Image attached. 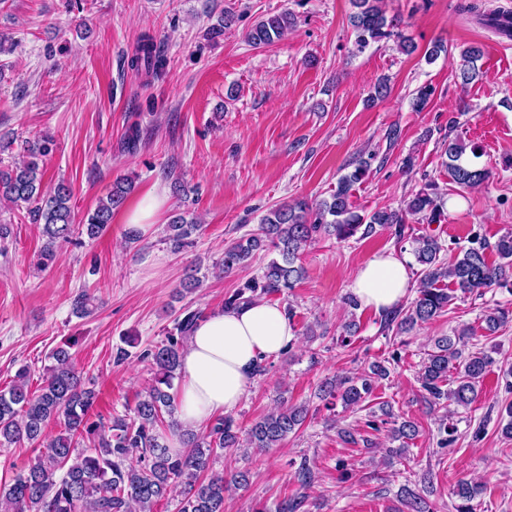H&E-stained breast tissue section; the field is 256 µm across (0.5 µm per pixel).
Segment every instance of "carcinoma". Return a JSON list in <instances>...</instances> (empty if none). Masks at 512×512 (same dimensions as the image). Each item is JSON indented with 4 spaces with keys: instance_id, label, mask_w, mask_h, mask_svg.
<instances>
[{
    "instance_id": "obj_1",
    "label": "carcinoma",
    "mask_w": 512,
    "mask_h": 512,
    "mask_svg": "<svg viewBox=\"0 0 512 512\" xmlns=\"http://www.w3.org/2000/svg\"><path fill=\"white\" fill-rule=\"evenodd\" d=\"M357 12L351 25L358 49L394 35L393 22L387 20L381 0H354ZM477 21L498 34L512 37V14L504 11L478 12L477 6H464ZM293 16L284 11L259 20L248 34L255 45H268L281 38L293 25ZM481 50L470 46L460 52L457 78L466 86L480 76L477 61ZM131 69L157 75L166 65L163 48L149 36L136 45L128 61ZM20 148L27 159L0 168V198L13 204L28 205L33 223L41 226L44 243L41 265L48 264L61 242L73 239L75 233L72 188L60 179L51 186L43 183L45 171L40 158L49 152V138L26 140ZM466 145L459 139L448 140L446 167L453 181L461 187H475L490 178L491 172L463 161ZM368 163L359 162L352 171L342 175L331 200L314 205L304 200L285 202L269 210L260 219L259 232L244 236L224 247V256L216 265L220 274L243 267L254 252L270 248L277 252L262 273L247 280L241 288L224 299V309L232 310L277 294L303 279L305 269L297 264L300 255L318 237L333 236L339 241L360 235L369 237L381 228L390 231L397 241L406 237V216L412 215L434 224L441 221L444 202L436 187L426 184L406 203V208L381 209L366 214L352 206L350 197L356 184L363 181ZM132 183L123 178L115 181L109 195L87 214L82 230L89 239L101 236L112 223L113 211L131 193ZM198 224L186 213L173 216L167 225L165 241L175 252L193 244ZM493 251L499 262L489 263L486 251ZM445 251L432 235L412 238V253L422 266L416 298L407 306L383 315L382 330L398 333L411 331L438 317L454 299L445 288L451 283L455 290L482 296L495 288L512 293V232L490 243L474 236L470 246L460 249L450 262L441 258ZM201 312L186 310L174 319L165 339L142 353L150 359L153 383L133 408V415L104 419L92 416L97 398L94 389L84 385L64 346L55 348L43 385L35 392L28 387V371L18 370L13 384L0 392V447L28 443L39 447V454L10 480L0 484V506L6 512H154V507L167 498L172 489L183 486L178 512H224V493L228 483L248 485L250 474L239 471L225 479L213 470L216 458L226 450L239 447L246 437L250 447L260 451L277 448L306 420L305 404L285 405L264 415L247 430L239 427L233 415L214 419L206 430L196 433L185 430L173 420L169 427L180 435L183 448L173 452L160 441L158 429L164 415H174L176 404L170 393L180 375L182 350ZM484 321L494 331L512 321V309L496 306L487 310ZM471 338L470 329L461 328L457 335L434 338L418 371L417 380L428 398L450 401L469 408L478 396L477 387L492 363V357L479 350L464 353L459 344ZM398 363L396 356L375 361L369 371L352 378L327 380L321 384L318 398L340 401L346 409L362 407L372 395L376 384L389 377V364ZM63 423V431L53 437L45 434L49 422ZM391 439L399 447L388 452L402 455L405 444L419 435L418 425L410 419L391 421ZM455 425L444 418L438 423V445L446 448L455 441ZM315 477L314 466L302 462L294 478L299 491L283 498L276 512H306L307 493ZM480 494L472 483L460 480L451 496L459 500L454 512H475L472 501ZM408 512H432L429 501L421 494L404 490Z\"/></svg>"
}]
</instances>
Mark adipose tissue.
<instances>
[{
    "instance_id": "obj_1",
    "label": "adipose tissue",
    "mask_w": 512,
    "mask_h": 512,
    "mask_svg": "<svg viewBox=\"0 0 512 512\" xmlns=\"http://www.w3.org/2000/svg\"><path fill=\"white\" fill-rule=\"evenodd\" d=\"M410 288L409 262L396 251L378 254L353 275V294L361 304L384 313L398 307ZM284 307L263 301L234 311L209 314L198 323L181 358L177 416L196 429L239 406L262 358L296 341Z\"/></svg>"
}]
</instances>
